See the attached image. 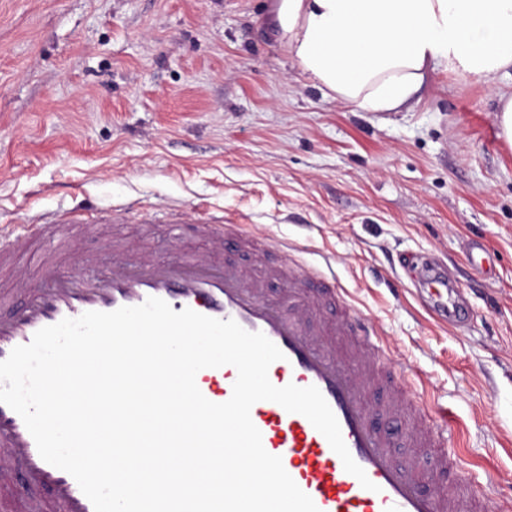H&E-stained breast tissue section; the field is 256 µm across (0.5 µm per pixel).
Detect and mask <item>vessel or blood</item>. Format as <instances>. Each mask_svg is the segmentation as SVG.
I'll return each instance as SVG.
<instances>
[{"mask_svg": "<svg viewBox=\"0 0 512 512\" xmlns=\"http://www.w3.org/2000/svg\"><path fill=\"white\" fill-rule=\"evenodd\" d=\"M59 224L68 225V244L74 251L85 233L103 224H194L215 249L198 257L160 262L116 239L111 266L98 268L91 275L65 274L54 256H46L34 288L24 270L13 268L10 287L0 289V302L11 303L8 315H0V361L14 347L29 343L43 327L88 311L137 306L150 297L165 300L177 312L189 308L209 317L232 319L247 331L264 333L283 352V359L268 371L274 385H313L321 391L352 458L376 485L375 490H367L347 473L327 439L307 418L272 401L255 403L250 415L265 450L281 458L286 472L312 498L319 512H499L497 501L474 484H453L443 492L420 490L414 464L397 460L393 447L400 438L428 448L440 447L447 418L407 400L401 380L380 372L371 362L370 354L378 349L381 333L346 303L336 283L332 257H325L319 268L306 269L291 261L288 242L249 234L244 219L218 216L182 203L157 211L133 202L113 206L108 214L96 207L61 209L34 224L0 229V263L11 265L19 239L35 234L52 243L53 230ZM226 245L251 247L262 269L256 272L220 260L216 250ZM271 280L287 282V305L267 297ZM433 284L436 293L429 313L456 322L458 308L455 300L443 295L444 280L434 279ZM329 302L341 306L336 330L351 337L360 355L358 366L349 365L310 327ZM236 378V369L225 365L202 369L196 384L209 401L223 403L231 397ZM377 386L383 397L374 402L370 395ZM0 458L10 460L33 486L49 490L56 512H94L75 479L40 457L21 417L2 403Z\"/></svg>", "mask_w": 512, "mask_h": 512, "instance_id": "obj_1", "label": "vessel or blood"}]
</instances>
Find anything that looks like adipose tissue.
<instances>
[{"label": "adipose tissue", "instance_id": "ef3b65f1", "mask_svg": "<svg viewBox=\"0 0 512 512\" xmlns=\"http://www.w3.org/2000/svg\"><path fill=\"white\" fill-rule=\"evenodd\" d=\"M279 46L326 96L393 112L437 69L512 68V0H273Z\"/></svg>", "mask_w": 512, "mask_h": 512}]
</instances>
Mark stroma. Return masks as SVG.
Returning a JSON list of instances; mask_svg holds the SVG:
<instances>
[{"label":"stroma","mask_w":512,"mask_h":512,"mask_svg":"<svg viewBox=\"0 0 512 512\" xmlns=\"http://www.w3.org/2000/svg\"><path fill=\"white\" fill-rule=\"evenodd\" d=\"M267 0H0V226L81 202L206 206L336 259L351 303L447 410L463 478L512 504V150L500 94L432 74L395 112L313 87L265 29ZM159 260L186 224L124 225ZM483 267L473 270V244ZM445 274L456 327L424 310ZM496 112H499L498 124L501 131L499 136L512 150V94L499 96Z\"/></svg>","instance_id":"35a3bbf8"}]
</instances>
